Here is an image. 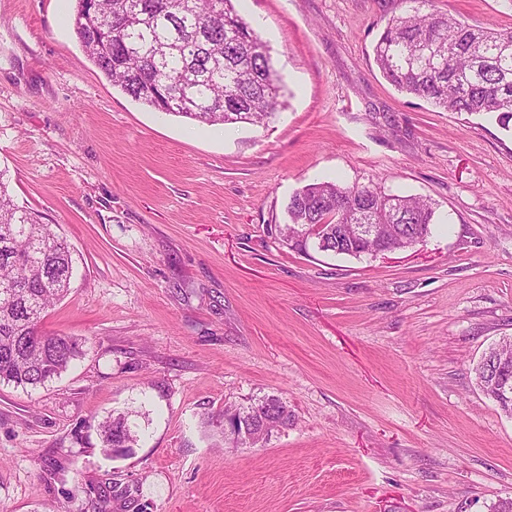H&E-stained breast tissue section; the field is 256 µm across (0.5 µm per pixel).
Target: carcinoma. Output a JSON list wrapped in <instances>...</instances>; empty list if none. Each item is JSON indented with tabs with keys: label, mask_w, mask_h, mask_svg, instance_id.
Segmentation results:
<instances>
[{
	"label": "carcinoma",
	"mask_w": 512,
	"mask_h": 512,
	"mask_svg": "<svg viewBox=\"0 0 512 512\" xmlns=\"http://www.w3.org/2000/svg\"><path fill=\"white\" fill-rule=\"evenodd\" d=\"M236 0H75L74 31L95 66L133 101L156 112L210 126H262L280 106L282 78L268 46L236 9ZM428 0H402L375 47L383 77L395 88L448 112L496 114L512 120V28L471 25L425 12ZM290 223L275 231L303 251L324 236L326 249L361 257L404 250L425 241L434 224L430 202L374 185L342 187L321 181L289 199ZM354 224H379L358 240ZM68 244L49 224L17 205L0 173V383L36 387L82 356L76 340L40 330L47 309L68 291ZM483 392L496 397L501 377L512 381V338L490 348L476 368ZM235 423L234 447L254 448L288 426L282 400L224 413ZM105 447L128 453L138 442L129 414L100 425Z\"/></svg>",
	"instance_id": "obj_1"
}]
</instances>
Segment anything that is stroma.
Masks as SVG:
<instances>
[{
	"label": "stroma",
	"mask_w": 512,
	"mask_h": 512,
	"mask_svg": "<svg viewBox=\"0 0 512 512\" xmlns=\"http://www.w3.org/2000/svg\"><path fill=\"white\" fill-rule=\"evenodd\" d=\"M74 0H0V176L69 244L43 331L83 355L0 385V512H494L512 417L474 368L512 338V127L398 91L374 46L399 0H238L284 85L265 126L161 115L113 88ZM512 28V0H432ZM432 202L415 248L355 258L283 243L319 180ZM294 422L256 448L224 411ZM133 410L140 441L104 453ZM293 414L279 398L267 397L260 402L239 409L234 413L224 412V419L234 422L237 438L230 437L234 447L255 448L269 433L278 428L288 427ZM136 428L135 424L129 422V413L111 415L100 425L104 447L112 448L113 452H117L118 448H123L122 454L129 453L138 442Z\"/></svg>",
	"instance_id": "35a3bbf8"
}]
</instances>
